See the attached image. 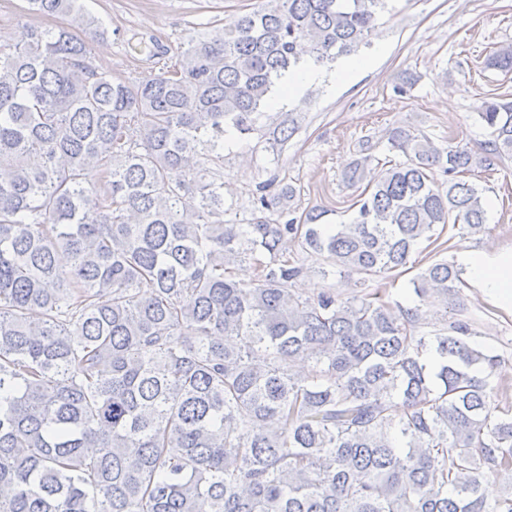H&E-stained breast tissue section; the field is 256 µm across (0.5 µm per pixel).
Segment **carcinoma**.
Segmentation results:
<instances>
[{"instance_id": "cac0c4a2", "label": "carcinoma", "mask_w": 512, "mask_h": 512, "mask_svg": "<svg viewBox=\"0 0 512 512\" xmlns=\"http://www.w3.org/2000/svg\"><path fill=\"white\" fill-rule=\"evenodd\" d=\"M26 2L69 26L0 45V512H512L511 483L483 492L512 476L502 357L461 320L419 333L463 311L461 269H423L412 308L364 288L485 223L458 175L512 156V101L483 103L478 158L391 131L406 161L344 173L369 179L348 223L283 220L295 189L269 182L226 224L227 128L253 131L301 55L357 49L384 0H270L131 81L93 65L109 30L83 0ZM487 66L512 72V45ZM293 240L363 289L295 294Z\"/></svg>"}]
</instances>
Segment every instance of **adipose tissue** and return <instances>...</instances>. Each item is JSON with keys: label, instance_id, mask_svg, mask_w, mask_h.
Here are the masks:
<instances>
[{"label": "adipose tissue", "instance_id": "adipose-tissue-1", "mask_svg": "<svg viewBox=\"0 0 512 512\" xmlns=\"http://www.w3.org/2000/svg\"><path fill=\"white\" fill-rule=\"evenodd\" d=\"M458 263L474 296L512 316V244L460 252Z\"/></svg>", "mask_w": 512, "mask_h": 512}]
</instances>
